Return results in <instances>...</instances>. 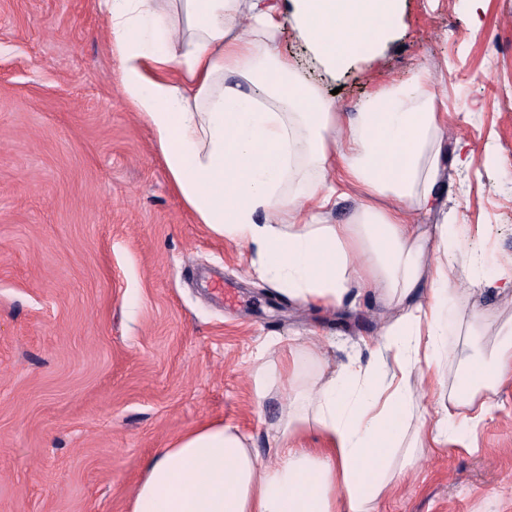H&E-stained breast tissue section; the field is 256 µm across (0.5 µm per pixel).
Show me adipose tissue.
Segmentation results:
<instances>
[{
    "mask_svg": "<svg viewBox=\"0 0 512 512\" xmlns=\"http://www.w3.org/2000/svg\"><path fill=\"white\" fill-rule=\"evenodd\" d=\"M119 80L151 129L168 174L199 223L244 243L253 271L306 305L333 309L352 294L392 308L387 344L365 365L335 364L328 343H292L256 367L252 389L286 399L261 465L249 439L220 421L193 427L143 466L131 512H374L419 448L459 442L512 383V342L467 364L458 393L415 422L412 376L441 384L453 353L444 256L458 225L426 218L439 201L447 113L421 76L382 87L359 111L336 112L303 86L277 43V0H100ZM400 0H294L293 18L328 68L344 66L396 25ZM312 180L287 189L291 174ZM364 202L331 224L340 189ZM314 360L317 376L302 372ZM317 432L321 445L297 440Z\"/></svg>",
    "mask_w": 512,
    "mask_h": 512,
    "instance_id": "ef3b65f1",
    "label": "adipose tissue"
}]
</instances>
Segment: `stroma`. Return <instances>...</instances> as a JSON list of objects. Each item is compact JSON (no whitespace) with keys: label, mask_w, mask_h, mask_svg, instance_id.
Here are the masks:
<instances>
[{"label":"stroma","mask_w":512,"mask_h":512,"mask_svg":"<svg viewBox=\"0 0 512 512\" xmlns=\"http://www.w3.org/2000/svg\"><path fill=\"white\" fill-rule=\"evenodd\" d=\"M279 6L282 53L337 111L420 67L448 107L441 193L464 238L449 277L460 287L478 262L487 281L450 300L454 354L421 407L433 416L465 360L512 329V0H403L376 60L334 70ZM110 42L98 0H0V512H130L144 460L204 421L273 463L281 399L253 393L258 348L318 336L336 363L365 362L391 315L367 296L290 301L244 244L199 224ZM490 398L475 436L419 449L375 512H512V385Z\"/></svg>","instance_id":"1"}]
</instances>
